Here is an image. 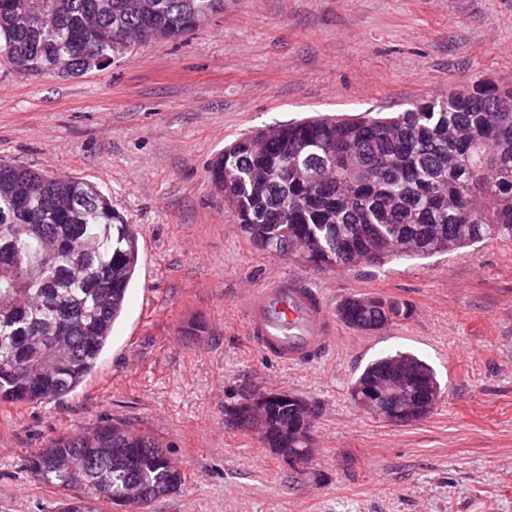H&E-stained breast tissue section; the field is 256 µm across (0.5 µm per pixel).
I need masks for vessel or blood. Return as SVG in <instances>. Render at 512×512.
Wrapping results in <instances>:
<instances>
[{"instance_id": "vessel-or-blood-1", "label": "vessel or blood", "mask_w": 512, "mask_h": 512, "mask_svg": "<svg viewBox=\"0 0 512 512\" xmlns=\"http://www.w3.org/2000/svg\"><path fill=\"white\" fill-rule=\"evenodd\" d=\"M240 310L247 336L286 365L322 360L335 344V323L322 292L303 278L278 273L247 289Z\"/></svg>"}]
</instances>
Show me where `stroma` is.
<instances>
[{
    "label": "stroma",
    "instance_id": "obj_1",
    "mask_svg": "<svg viewBox=\"0 0 512 512\" xmlns=\"http://www.w3.org/2000/svg\"><path fill=\"white\" fill-rule=\"evenodd\" d=\"M476 80L512 84V0H224L77 77L34 78L0 57V159L97 186L135 225L139 263L96 372L59 402L0 403V512H69L27 457L120 423L159 439L184 477L150 512H512V243L318 269L255 249L207 166L236 138L315 115L401 112ZM329 309L393 296L411 318L368 335L336 326L321 362L289 367L246 335L242 291L274 274ZM411 351L443 395L425 418H370L349 386ZM315 404L301 471L227 424L250 389Z\"/></svg>",
    "mask_w": 512,
    "mask_h": 512
}]
</instances>
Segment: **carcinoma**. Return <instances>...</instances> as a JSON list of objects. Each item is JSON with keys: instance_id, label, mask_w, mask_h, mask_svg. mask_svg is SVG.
<instances>
[{"instance_id": "1", "label": "carcinoma", "mask_w": 512, "mask_h": 512, "mask_svg": "<svg viewBox=\"0 0 512 512\" xmlns=\"http://www.w3.org/2000/svg\"><path fill=\"white\" fill-rule=\"evenodd\" d=\"M223 0H0V52L25 75L68 66L75 77L153 40L176 38ZM512 86L477 81L422 99L391 117L312 118L237 139L208 170L224 206L256 248L338 270L458 251L485 239L512 242ZM138 263L134 225L79 178L0 161V401H57L82 387L112 340ZM390 296L357 295L336 309L360 331L407 318ZM402 374L405 396L385 395L380 419L419 420L438 402L434 369L397 351L350 385L356 402ZM241 427L272 454L309 447L299 406L261 389ZM38 480L137 512L179 489L181 471L152 436L103 425L61 436L28 459Z\"/></svg>"}]
</instances>
